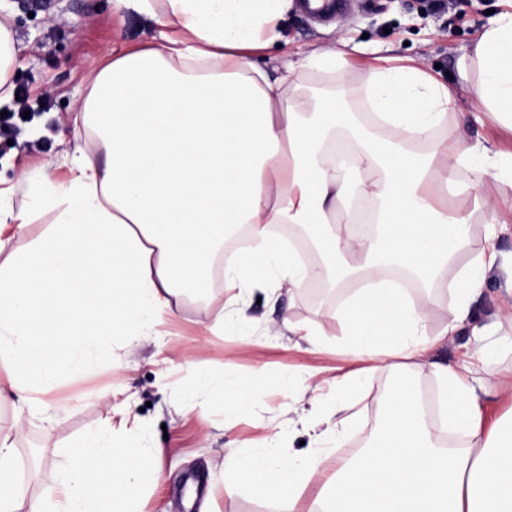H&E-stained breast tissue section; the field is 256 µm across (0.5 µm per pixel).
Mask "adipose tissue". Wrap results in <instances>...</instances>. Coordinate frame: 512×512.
<instances>
[{"mask_svg":"<svg viewBox=\"0 0 512 512\" xmlns=\"http://www.w3.org/2000/svg\"><path fill=\"white\" fill-rule=\"evenodd\" d=\"M116 3L156 19L164 44L92 66L76 119L98 131L104 158L73 157L63 183L45 177L40 210L53 212L55 230L0 263V401L14 395L46 411L36 389L111 359L110 337L136 341L174 315L173 298L206 287L220 262L225 287L241 296L216 322L241 324L243 295L255 282L274 277L297 289L360 256L362 276L385 257L430 283L469 246L472 211L448 206L439 192L464 165L480 187L487 168L470 165L479 150L466 140H434L453 98L421 67L368 72L387 136L358 139L347 165L336 156L335 105L291 94L287 77L270 78L255 61L292 0ZM471 65L479 72L474 95L512 131V12L490 20ZM357 193L377 203L376 238L352 229ZM276 224L314 228L322 267L279 244ZM242 229L256 249L225 261V244ZM495 261L488 246L458 273L452 323L468 319ZM342 313L352 356L395 361L388 420L373 448L337 463L326 482L328 457L319 450L287 463L269 451L234 454L225 467L264 496L321 480L316 512H512V424L482 432L480 395L455 367L440 369L442 419L465 445L441 447L422 419L408 367L426 351L427 299L395 285L365 286ZM22 432L19 420L0 432V512H139L141 488L158 476L152 449L117 439L107 419L72 441L54 486L29 499L13 481ZM105 458L111 468H97Z\"/></svg>","mask_w":512,"mask_h":512,"instance_id":"adipose-tissue-1","label":"adipose tissue"}]
</instances>
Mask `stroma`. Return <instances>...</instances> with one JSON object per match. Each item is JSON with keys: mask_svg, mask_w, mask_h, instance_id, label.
Listing matches in <instances>:
<instances>
[{"mask_svg": "<svg viewBox=\"0 0 512 512\" xmlns=\"http://www.w3.org/2000/svg\"><path fill=\"white\" fill-rule=\"evenodd\" d=\"M345 0L328 18L307 14L293 5L279 36L259 66L278 75L287 62L298 65L290 91L309 94L322 87L326 100L347 99L364 116L362 90L369 67L386 61L413 59L447 83L454 104L435 132L436 139L465 137L494 151H512V133L493 123L471 94L474 70L461 67L487 24L488 10L501 0ZM0 19L8 21L17 41L11 80L27 89L30 115L17 134L0 135V181L10 193L5 207H30L46 171L63 177L78 151L103 156L100 141L75 125V105L88 93L87 74L100 58L141 46H162V28L153 19L116 8L113 0H0ZM351 44L344 75L303 66L313 51ZM493 246L497 262L486 274L484 289L471 303L468 323L446 339L448 289L457 270L465 268L485 246ZM348 288L288 289L269 280L253 285L247 296L248 323L215 325L224 304L236 295L214 279L206 297L180 301L175 316L140 337L127 351L124 337L112 339L113 361H101L87 373L61 380L41 398L56 415L48 425L30 418L18 440L17 480L27 495L42 494L56 478L68 440L98 426L104 418L125 424L124 439L154 448L161 476L141 493L142 512H311L319 489L310 483L294 499L255 493L245 476L231 477L224 458L235 452L275 448L281 459L306 455L319 443L318 422L333 416L338 398L352 404L354 418L332 458L351 460L366 435L376 434L386 418L385 395L395 379L388 357L349 359L347 327L336 312ZM427 297L425 339L431 344L415 383L440 394L444 385L435 373L441 365L466 366L472 372L496 371L512 380V322L505 302L512 297V227L485 223L476 216L471 245L456 266L444 270L433 288H414ZM322 323L318 341L303 329ZM482 332L490 356L472 358L475 332ZM349 370L365 375L360 387L337 384ZM227 385L257 383L262 395L247 411L225 408L211 389L199 386L201 375ZM320 382L319 393L307 390L304 377Z\"/></svg>", "mask_w": 512, "mask_h": 512, "instance_id": "stroma-1", "label": "stroma"}]
</instances>
